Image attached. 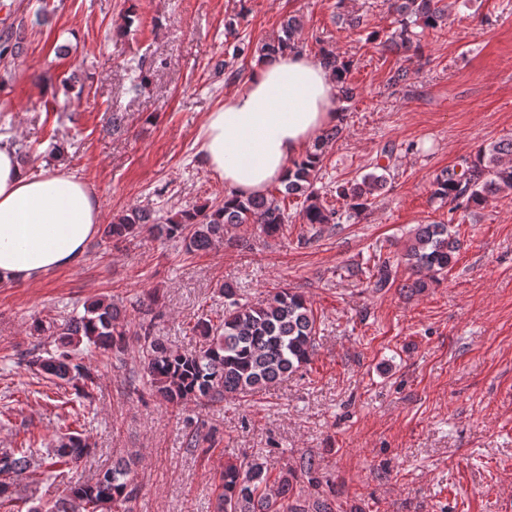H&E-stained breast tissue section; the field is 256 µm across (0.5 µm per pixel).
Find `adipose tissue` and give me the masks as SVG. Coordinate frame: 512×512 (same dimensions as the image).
<instances>
[{
	"mask_svg": "<svg viewBox=\"0 0 512 512\" xmlns=\"http://www.w3.org/2000/svg\"><path fill=\"white\" fill-rule=\"evenodd\" d=\"M337 82L311 58L288 52L229 92L198 133L208 168L228 193H265L292 160L335 124ZM102 222L95 188L56 169L32 173L0 137V281L37 282L84 253Z\"/></svg>",
	"mask_w": 512,
	"mask_h": 512,
	"instance_id": "ef3b65f1",
	"label": "adipose tissue"
}]
</instances>
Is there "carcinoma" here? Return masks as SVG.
Masks as SVG:
<instances>
[{
  "label": "carcinoma",
  "instance_id": "carcinoma-1",
  "mask_svg": "<svg viewBox=\"0 0 512 512\" xmlns=\"http://www.w3.org/2000/svg\"><path fill=\"white\" fill-rule=\"evenodd\" d=\"M396 24L384 44L402 48L414 56L422 54L414 28L438 29L448 6L443 0H389ZM303 30L300 17L283 20L277 36L253 49L262 60L299 48ZM24 28L10 33L0 42V60L18 54ZM319 63L336 78L339 97H353L349 82L352 64L334 49H320ZM343 127L333 125L324 131L314 150L292 162L286 178L279 181L283 198L300 200L299 219L314 229L323 224L354 223L372 207L375 192L387 181L388 165H376L383 174L368 173L359 181L336 186L337 208L323 204L315 189L322 163V149L337 140ZM512 153V139L481 146L461 169L443 170L432 183L431 196L452 205L451 211L469 214L481 208L488 197L512 193V166L503 157ZM288 213L272 195L245 199L224 198L212 205L181 209L165 218L148 207L135 206L112 216L102 238L106 242L125 239L144 231L165 240H178L188 253L206 251L226 241L232 229L248 231L255 226L267 237L283 231ZM461 248L458 232L442 222L420 224L404 253L377 257L364 271L366 285L377 291L395 283V263H405L412 273L409 288L421 292L448 273V267ZM224 296V317L215 324L201 317L193 327L200 336L198 350L180 353L169 349L161 338L152 335L153 321H142L134 333L141 342L149 389L171 407L188 401L203 406L221 402L226 396L245 398L263 390L269 383L288 377L308 364L314 355L317 316L305 295L279 288L255 303L240 298L233 284L219 286ZM120 311L105 298L84 306L81 315L67 316L53 326L49 335L58 337L57 346L35 357L30 366L45 375L72 386L80 398H88L93 377L88 368L76 363L83 353H123L128 332L119 322ZM31 448H5L0 451V474L19 477L29 467ZM89 453L81 433L63 435L47 455V467L61 473L76 468ZM295 474L287 471L271 479L263 462L254 458L243 466L229 463L219 475L221 493L217 512H304L288 502ZM140 493L131 462L117 460L93 483L78 481L70 493L58 499L51 512H133L132 503Z\"/></svg>",
  "mask_w": 512,
  "mask_h": 512
}]
</instances>
